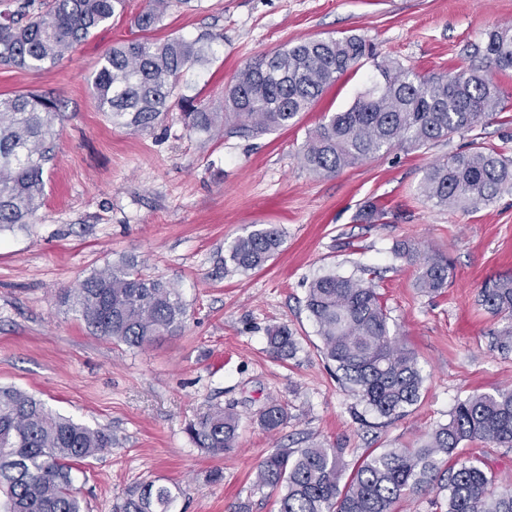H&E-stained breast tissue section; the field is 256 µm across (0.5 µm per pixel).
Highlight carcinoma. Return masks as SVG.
Returning a JSON list of instances; mask_svg holds the SVG:
<instances>
[{"mask_svg": "<svg viewBox=\"0 0 512 512\" xmlns=\"http://www.w3.org/2000/svg\"><path fill=\"white\" fill-rule=\"evenodd\" d=\"M123 3L52 0L37 11L32 0H17L14 8L0 11V66L41 71L59 65ZM189 3L146 0L134 24L146 33L172 8ZM221 39L210 32L194 38L145 36L112 48L92 79L108 121L147 132L176 107L189 131L208 139L227 126L252 136L273 134L294 125L368 58L376 71L370 85L349 108L331 113L309 132L301 150L302 166L328 177L394 147L415 150L472 130L502 105L489 71L512 69V25L497 26L486 42L471 45L470 57L479 64L423 76L378 58L359 36L306 39L247 62L224 89V111L216 112L198 94H187L188 74ZM62 119V104L44 94L0 99V231L29 223L40 206L44 169L54 159ZM420 193L436 207L463 212L491 204L512 194V159L471 141L425 171ZM282 243L280 229L265 224L232 242L224 266L242 273L259 270ZM397 253L417 266L421 291L434 294L447 287V260L404 243ZM63 303L92 333L132 349L176 334L186 319L178 289L143 273L133 261L92 272L65 293ZM479 303L511 320L497 344L512 350V277L486 283ZM306 307L337 380L350 385L371 411L392 421L416 404L424 381L417 358L393 337L372 280L319 276L309 285ZM267 343L281 359L297 351L286 325L269 329ZM287 422V408L275 400L258 416L267 432ZM239 428L236 412L215 406L186 432L196 448L221 457L238 447ZM477 441L512 447V389L467 397L421 444L371 452L348 475L339 448L312 440L303 448L278 449L257 466L255 485L277 495L278 512H398L402 501L434 488L448 492L446 512H512V490L492 493V474L483 462L450 463L460 445ZM111 448L108 430L58 414L26 392L0 388V494L6 512H85L72 470ZM180 494L178 486L139 483L126 492L120 512H173Z\"/></svg>", "mask_w": 512, "mask_h": 512, "instance_id": "obj_1", "label": "carcinoma"}]
</instances>
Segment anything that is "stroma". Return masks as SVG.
Segmentation results:
<instances>
[{
    "mask_svg": "<svg viewBox=\"0 0 512 512\" xmlns=\"http://www.w3.org/2000/svg\"><path fill=\"white\" fill-rule=\"evenodd\" d=\"M172 9L154 37L223 34L213 59L191 75L214 110L249 60L307 37L355 34L380 56L426 73L471 65L468 45L512 24V0H192ZM124 9L59 66L0 67V98L44 92L61 101L54 160L32 223L0 231V387L41 399L53 411L112 434L108 453L73 471L88 512H115L129 487L156 480L182 489L174 512H278L257 489L259 461L315 439L341 448L346 468L370 451L416 445L447 423L459 401L512 388V351L496 338L504 316L479 305L491 279L512 275V196L470 212L432 206L419 191L426 169L474 140L512 157V105L464 135L414 151L393 149L331 177L299 161L308 131L349 108L375 70L362 62L287 130L252 137L225 130L206 140L180 111L152 131L110 124L91 89L113 46L139 35ZM380 215L359 218L365 204ZM259 224L284 243L260 270L229 273L228 246ZM450 265L448 286L421 293L398 243ZM174 284L187 308L180 332L142 349L94 335L59 299L93 271L127 259ZM376 271L396 338L424 377L421 398L383 421L336 378L306 309L310 282ZM285 325L292 358L268 350V329ZM288 409L274 433L258 424L270 400ZM241 416L239 446L220 458L198 450L186 428L214 406ZM222 481H213L214 472Z\"/></svg>",
    "mask_w": 512,
    "mask_h": 512,
    "instance_id": "obj_1",
    "label": "stroma"
}]
</instances>
